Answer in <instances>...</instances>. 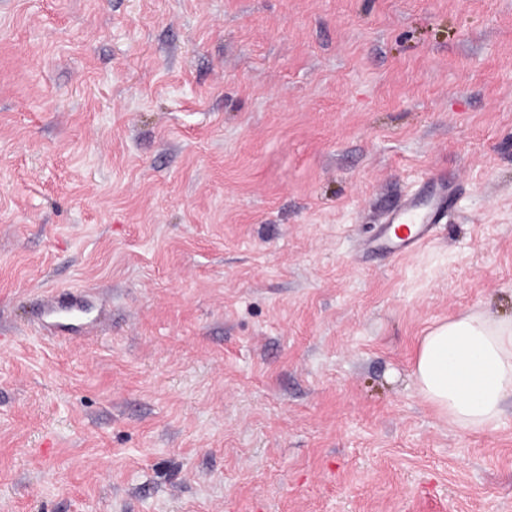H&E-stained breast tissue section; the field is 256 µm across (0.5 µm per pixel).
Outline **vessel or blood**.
<instances>
[{
    "mask_svg": "<svg viewBox=\"0 0 512 512\" xmlns=\"http://www.w3.org/2000/svg\"><path fill=\"white\" fill-rule=\"evenodd\" d=\"M451 194L452 188L446 176L430 174L418 190L408 194L382 217L375 246L385 247L394 243L406 253L424 246L441 221ZM89 306L88 299L81 293L68 298L50 296L43 302L41 316L50 331L76 333L80 327L69 322L68 317L72 312L86 310Z\"/></svg>",
    "mask_w": 512,
    "mask_h": 512,
    "instance_id": "vessel-or-blood-1",
    "label": "vessel or blood"
}]
</instances>
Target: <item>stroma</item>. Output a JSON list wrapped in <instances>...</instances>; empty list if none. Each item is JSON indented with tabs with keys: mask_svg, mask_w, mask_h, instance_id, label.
<instances>
[{
	"mask_svg": "<svg viewBox=\"0 0 512 512\" xmlns=\"http://www.w3.org/2000/svg\"><path fill=\"white\" fill-rule=\"evenodd\" d=\"M432 171V240L359 261ZM471 311L512 317V0H0V512H512V399L469 432L412 375ZM89 307H92V304L81 292L68 298L48 296L43 302L41 316L50 332L59 330L62 334H71L83 330L91 320L74 324L65 321L66 318L74 311H85Z\"/></svg>",
	"mask_w": 512,
	"mask_h": 512,
	"instance_id": "35a3bbf8",
	"label": "stroma"
}]
</instances>
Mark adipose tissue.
I'll return each instance as SVG.
<instances>
[{
	"label": "adipose tissue",
	"mask_w": 512,
	"mask_h": 512,
	"mask_svg": "<svg viewBox=\"0 0 512 512\" xmlns=\"http://www.w3.org/2000/svg\"><path fill=\"white\" fill-rule=\"evenodd\" d=\"M413 377L451 424L475 432L496 427L512 397V319L475 312L434 327L420 342Z\"/></svg>",
	"instance_id": "1"
}]
</instances>
